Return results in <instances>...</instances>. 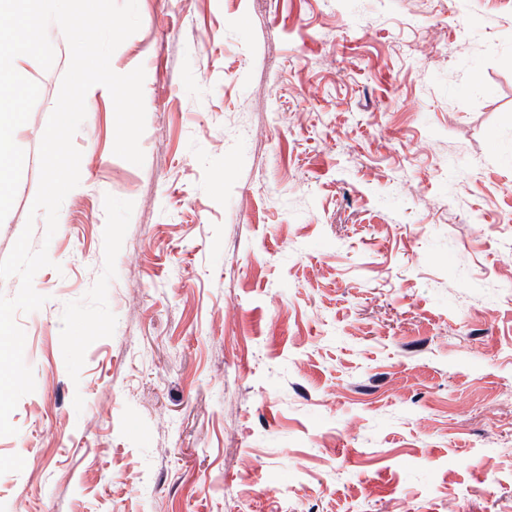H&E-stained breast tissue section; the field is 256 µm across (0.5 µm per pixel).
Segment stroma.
Instances as JSON below:
<instances>
[{"instance_id": "35a3bbf8", "label": "stroma", "mask_w": 512, "mask_h": 512, "mask_svg": "<svg viewBox=\"0 0 512 512\" xmlns=\"http://www.w3.org/2000/svg\"><path fill=\"white\" fill-rule=\"evenodd\" d=\"M138 7L144 163L90 88L0 512H512V0Z\"/></svg>"}]
</instances>
